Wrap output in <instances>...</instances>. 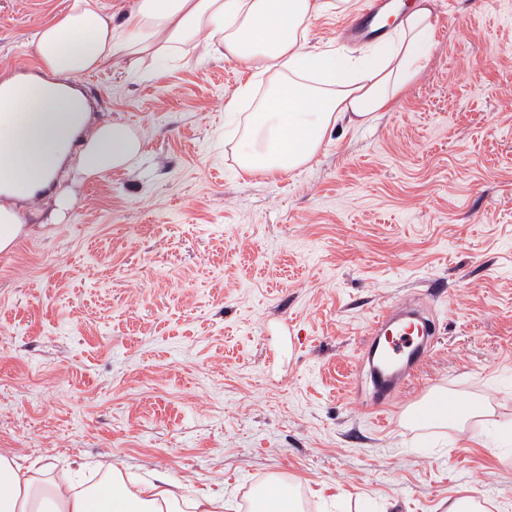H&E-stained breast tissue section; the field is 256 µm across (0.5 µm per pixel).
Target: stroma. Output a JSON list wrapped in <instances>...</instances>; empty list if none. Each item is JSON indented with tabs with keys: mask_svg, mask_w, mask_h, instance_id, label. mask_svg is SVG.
Returning <instances> with one entry per match:
<instances>
[{
	"mask_svg": "<svg viewBox=\"0 0 512 512\" xmlns=\"http://www.w3.org/2000/svg\"><path fill=\"white\" fill-rule=\"evenodd\" d=\"M75 0H0V82ZM347 12L308 48L342 47ZM421 76L372 125L334 126L306 165L245 173L269 83L199 46L151 77L116 55L82 76L91 123L142 135L140 165L83 183L59 224L15 203L0 253V454L157 471L224 512L270 482L301 512H512V0H432ZM251 86L235 117L224 105ZM436 324L383 410L359 353L381 307ZM448 394L482 406L418 423ZM0 250L11 247L22 229V220L10 208L0 206Z\"/></svg>",
	"mask_w": 512,
	"mask_h": 512,
	"instance_id": "1",
	"label": "stroma"
}]
</instances>
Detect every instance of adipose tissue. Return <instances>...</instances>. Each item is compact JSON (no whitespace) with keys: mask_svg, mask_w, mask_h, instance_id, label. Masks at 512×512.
Masks as SVG:
<instances>
[{"mask_svg":"<svg viewBox=\"0 0 512 512\" xmlns=\"http://www.w3.org/2000/svg\"><path fill=\"white\" fill-rule=\"evenodd\" d=\"M327 7V0H137L127 21L116 25L91 0H76L33 35L52 80L32 98L16 94L13 82L0 83V193L39 197L66 163L76 183L135 167L143 154L140 135L113 120L90 126L87 100L69 80L107 66L118 53L133 69L147 56L164 68L203 29L211 32L209 51L271 84L250 117L241 167L274 174L307 164L337 122L363 126L390 108L426 68L433 46L430 0H416L369 49H308L309 23ZM309 74L314 83L306 82ZM49 470L0 454V512H182L185 502L193 512L224 508L220 495L185 501L162 472L133 489L114 468L93 486L51 483Z\"/></svg>","mask_w":512,"mask_h":512,"instance_id":"adipose-tissue-1","label":"adipose tissue"}]
</instances>
